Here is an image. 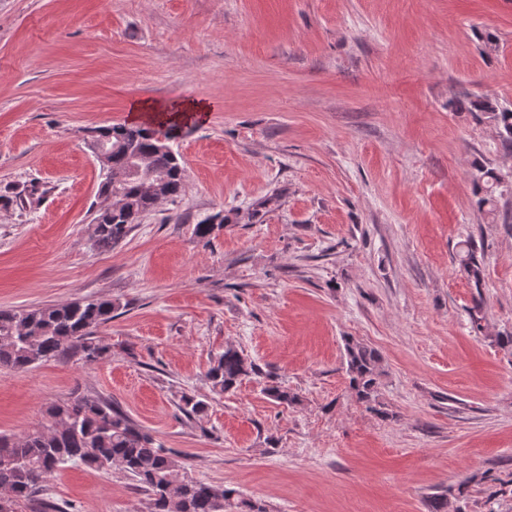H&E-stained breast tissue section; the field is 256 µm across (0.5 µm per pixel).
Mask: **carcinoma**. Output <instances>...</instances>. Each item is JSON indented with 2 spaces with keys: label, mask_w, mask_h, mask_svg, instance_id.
<instances>
[{
  "label": "carcinoma",
  "mask_w": 512,
  "mask_h": 512,
  "mask_svg": "<svg viewBox=\"0 0 512 512\" xmlns=\"http://www.w3.org/2000/svg\"><path fill=\"white\" fill-rule=\"evenodd\" d=\"M465 109L493 124L501 145L512 149V109L488 97L448 100V109ZM89 147L103 142L112 146L99 195L104 204L93 214L95 246L110 250L123 240L142 217L161 202L185 189L186 170L171 146H159L151 127L118 123L95 128ZM484 183L483 206L493 202L501 178L491 170L480 171ZM207 217L194 227L205 240L222 229ZM461 267L478 282L482 267L471 242H466ZM116 305L110 299H92L29 310H0V368L23 373L50 360L80 356L86 362L107 357L109 349L96 329L112 321ZM344 365L349 387L366 410L383 419L390 414L380 401L382 357L368 344L345 340ZM260 374L259 366L234 347H227L210 366L207 377L217 394L230 391L243 379ZM265 393L280 405H292L297 394L274 382ZM41 427L21 437L0 435V512H18L33 500L46 479L67 464H83L107 472L118 465L149 500L150 512H266V509L233 489L215 486L188 475L186 463L128 415L88 395L76 394L46 411ZM499 479L484 474L463 477L455 498L468 495L471 485ZM427 512H459L451 508L448 492L428 498Z\"/></svg>",
  "instance_id": "1"
}]
</instances>
